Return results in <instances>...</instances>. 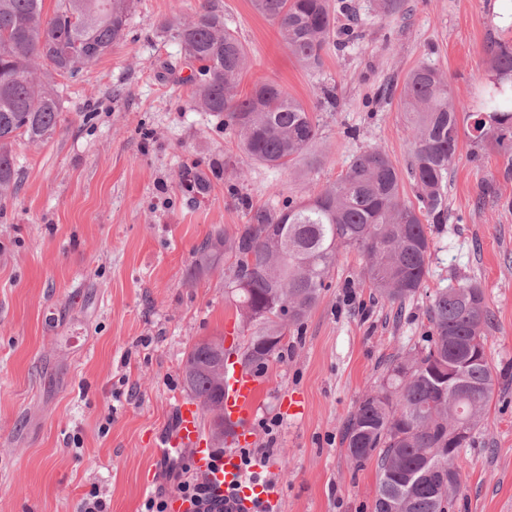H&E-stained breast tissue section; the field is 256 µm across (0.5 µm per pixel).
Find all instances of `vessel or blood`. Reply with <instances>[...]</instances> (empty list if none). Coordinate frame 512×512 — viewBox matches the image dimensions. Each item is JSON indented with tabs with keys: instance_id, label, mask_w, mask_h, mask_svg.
<instances>
[{
	"instance_id": "b4317fda",
	"label": "vessel or blood",
	"mask_w": 512,
	"mask_h": 512,
	"mask_svg": "<svg viewBox=\"0 0 512 512\" xmlns=\"http://www.w3.org/2000/svg\"><path fill=\"white\" fill-rule=\"evenodd\" d=\"M262 391L258 376L241 367L236 359L224 363V418L233 436L223 453H216L203 438L201 409L191 396L180 398L174 429L153 444L157 454L174 449L189 452L194 471L206 479L214 499L224 512H255L257 503L279 508L276 486L249 480L241 464L240 451L255 439L254 415Z\"/></svg>"
}]
</instances>
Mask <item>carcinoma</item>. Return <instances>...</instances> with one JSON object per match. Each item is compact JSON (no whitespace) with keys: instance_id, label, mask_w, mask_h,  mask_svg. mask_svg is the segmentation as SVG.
<instances>
[{"instance_id":"obj_1","label":"carcinoma","mask_w":512,"mask_h":512,"mask_svg":"<svg viewBox=\"0 0 512 512\" xmlns=\"http://www.w3.org/2000/svg\"><path fill=\"white\" fill-rule=\"evenodd\" d=\"M44 0H0V200L19 181L11 155L19 136L39 145L55 133L62 99L55 77H75L124 36L134 0H57L48 16ZM278 25L288 50L316 68L322 53L346 40L335 37L333 0H252ZM405 0H374L383 16L399 14ZM188 60L199 64L193 105L224 117L243 156L254 163L291 165L316 142L319 127L301 102L275 82L259 81L242 97L238 82L247 52L224 26V13L204 0L169 27ZM495 90L478 112L459 118L450 85L437 69L420 64L406 75L399 103L413 144L398 169L382 151L355 155L335 182L279 209L250 208L229 237L221 232L196 249L200 261L218 266L233 259L224 281L236 298L248 337L239 344L252 370H265L288 336L316 306L341 248L364 257L363 275L378 295L401 305L425 287L428 225L448 215V172L460 135L497 146L512 173V45L492 49ZM185 190L210 191L194 168L180 174ZM410 184L415 200L403 198ZM423 347L392 360L379 388L365 394L349 416L344 443L360 467L374 459L378 484L374 512H443L448 469L439 453L465 424L470 444L494 389L483 356L494 315L476 283L439 288L430 295ZM184 384L202 405V419L224 412V339L192 346L183 360Z\"/></svg>"}]
</instances>
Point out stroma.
Segmentation results:
<instances>
[{"mask_svg": "<svg viewBox=\"0 0 512 512\" xmlns=\"http://www.w3.org/2000/svg\"><path fill=\"white\" fill-rule=\"evenodd\" d=\"M215 2L247 50L241 94L278 83L313 113L319 138L292 165H246L223 118L192 106L196 68L163 24L201 0H135L124 38L58 78L57 131L39 146L17 139L21 188L0 201V512H79L94 488L110 512H141L166 483L151 442L175 423L185 354L242 330L224 272L192 274L196 248L215 229L234 233L248 207L321 190L366 148L405 168L398 101L379 90L424 63L477 111L493 78L487 47L512 41V0H407L386 18L346 0L358 37L314 70L251 0ZM327 89L335 108L320 104ZM186 166L209 176L207 195L182 189ZM488 183L497 197L482 198ZM429 237L425 286L400 307L365 282L357 251L340 250L317 305L262 373L256 417L280 425L272 439L257 431L255 445L272 450L281 512H372L377 465L349 460L344 423L391 359L421 347L430 293L469 282L495 313L497 381L456 460L455 512H512V177L495 146L460 138L448 220Z\"/></svg>", "mask_w": 512, "mask_h": 512, "instance_id": "35a3bbf8", "label": "stroma"}]
</instances>
